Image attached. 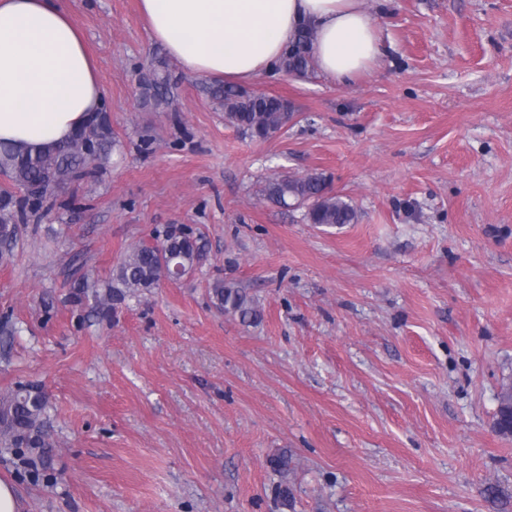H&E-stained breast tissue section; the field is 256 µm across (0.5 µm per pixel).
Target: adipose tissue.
Returning <instances> with one entry per match:
<instances>
[{
  "label": "adipose tissue",
  "instance_id": "obj_1",
  "mask_svg": "<svg viewBox=\"0 0 512 512\" xmlns=\"http://www.w3.org/2000/svg\"><path fill=\"white\" fill-rule=\"evenodd\" d=\"M139 10L185 74L216 82L274 71L305 25L318 71L339 83L382 55L364 0H139ZM103 104L93 59L57 0H0V141L68 140Z\"/></svg>",
  "mask_w": 512,
  "mask_h": 512
}]
</instances>
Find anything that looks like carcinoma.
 Instances as JSON below:
<instances>
[{"label": "carcinoma", "mask_w": 512, "mask_h": 512, "mask_svg": "<svg viewBox=\"0 0 512 512\" xmlns=\"http://www.w3.org/2000/svg\"><path fill=\"white\" fill-rule=\"evenodd\" d=\"M314 32L302 28L281 57L276 70L306 77L314 68L312 44ZM175 77L162 57L155 58L149 75L143 79L145 101L156 106L168 103ZM212 97L224 107V120L251 139L267 140L276 135L288 120V102L279 96L249 92L228 84L210 87ZM114 143L110 115L98 112L64 142L45 149L21 151L0 142V173L10 187L0 189V263L13 255L26 206L41 202L47 195L65 188L92 159L104 160ZM267 201L287 207L293 202L307 208L311 224H351L354 208L330 189L325 177L311 173L304 177L279 176L264 188ZM154 244L134 248L112 270V282L105 292L84 277L77 283L81 293L104 296V303H118L126 296L156 287L171 270L180 266L182 275L190 274L203 259L199 238L177 226L155 230ZM215 307L240 318L244 323L261 319L254 300L244 291L222 281L210 288ZM49 402L36 387H18L0 397V448L29 451L43 459L53 447L49 432Z\"/></svg>", "instance_id": "1"}]
</instances>
